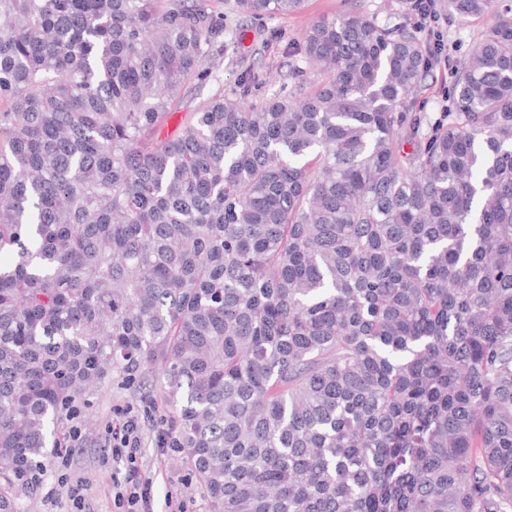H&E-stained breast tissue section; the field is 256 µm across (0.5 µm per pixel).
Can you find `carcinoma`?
<instances>
[{
	"instance_id": "1",
	"label": "carcinoma",
	"mask_w": 512,
	"mask_h": 512,
	"mask_svg": "<svg viewBox=\"0 0 512 512\" xmlns=\"http://www.w3.org/2000/svg\"><path fill=\"white\" fill-rule=\"evenodd\" d=\"M445 7L492 21L427 133L438 55L353 6L163 137L210 0H0V512L143 367L213 512H512V0Z\"/></svg>"
}]
</instances>
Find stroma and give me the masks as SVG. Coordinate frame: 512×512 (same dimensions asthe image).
<instances>
[{"label": "stroma", "instance_id": "35a3bbf8", "mask_svg": "<svg viewBox=\"0 0 512 512\" xmlns=\"http://www.w3.org/2000/svg\"><path fill=\"white\" fill-rule=\"evenodd\" d=\"M346 0H307L304 11L260 20L234 12H224L223 58L210 61L211 77L206 91L230 92L243 70L250 69L262 75L263 84L252 92L249 101L264 103L271 98L291 91L294 79L292 68L295 58L291 49L301 43L310 23L322 17H331L344 10ZM483 22L469 23L448 19L438 13L436 22L422 30L421 39L428 44L443 43V55L457 59L468 54L478 43ZM453 72L448 66H440L424 83V87L410 109L420 116L424 129L432 126L451 111L448 91L452 86ZM159 373L140 375L138 382L129 384L122 377H113L90 398L88 415H77L64 420V427H78L82 435L80 448L70 455L66 474L71 479L82 478L88 483L84 503L74 508L67 496V488L61 482L56 468V456H49L45 472L37 491L35 512H122L116 500L118 492L125 488V476L129 466H136L139 473L152 480L153 512H168L169 499L183 500L189 512H210L208 498L203 494L195 476L178 460L176 449L166 453L157 451V430L161 418L172 415L161 389ZM118 408H130L134 412L150 409L151 418L141 432V445L134 464L113 459L108 451L106 426Z\"/></svg>", "mask_w": 512, "mask_h": 512}]
</instances>
